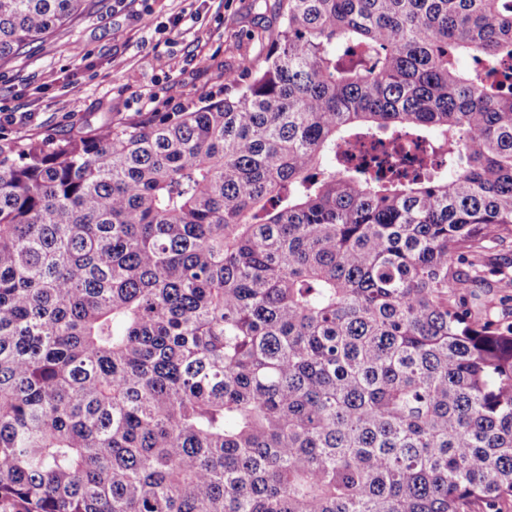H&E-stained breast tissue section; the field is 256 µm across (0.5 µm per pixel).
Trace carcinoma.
Instances as JSON below:
<instances>
[{
    "label": "carcinoma",
    "instance_id": "obj_1",
    "mask_svg": "<svg viewBox=\"0 0 512 512\" xmlns=\"http://www.w3.org/2000/svg\"><path fill=\"white\" fill-rule=\"evenodd\" d=\"M85 0H0V64ZM224 98L0 146V512H503L512 0H276ZM449 171L360 177L356 129ZM363 146L370 148L373 153L392 163H398L406 155L414 157L416 161L422 158H428L430 161L434 159L430 154V142L413 135H403L392 139L384 138L376 142H371L369 138H352L345 152L348 155H356L363 150ZM484 261L495 271V276H490L488 286L490 288H474L473 302L480 306L487 299L499 298L504 293L512 295V243L496 245L485 252Z\"/></svg>",
    "mask_w": 512,
    "mask_h": 512
}]
</instances>
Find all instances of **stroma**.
Instances as JSON below:
<instances>
[{
  "label": "stroma",
  "instance_id": "1",
  "mask_svg": "<svg viewBox=\"0 0 512 512\" xmlns=\"http://www.w3.org/2000/svg\"><path fill=\"white\" fill-rule=\"evenodd\" d=\"M278 22L272 0H87L70 25L0 65V108L21 118L0 129V142L73 135L103 116L171 111L174 83L186 109L223 98L225 75L241 57L263 58L268 44L259 35ZM484 260L495 274L476 289L478 306L512 295V243Z\"/></svg>",
  "mask_w": 512,
  "mask_h": 512
}]
</instances>
